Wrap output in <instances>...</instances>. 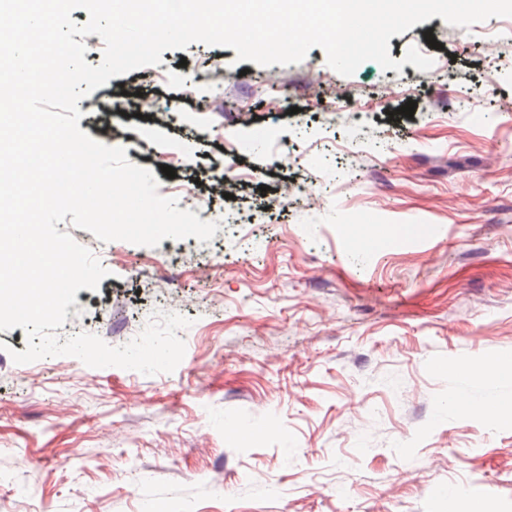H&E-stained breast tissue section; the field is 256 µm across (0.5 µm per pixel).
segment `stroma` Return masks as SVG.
<instances>
[{
    "mask_svg": "<svg viewBox=\"0 0 512 512\" xmlns=\"http://www.w3.org/2000/svg\"><path fill=\"white\" fill-rule=\"evenodd\" d=\"M487 24L477 45L432 17L388 41L430 70L349 77L318 47L246 71L197 42L128 73L150 118L98 111L106 85L79 101L82 131L219 229L148 247L58 224L109 272L59 335L121 346L174 312L186 352L154 376L19 365L23 328L0 331V512H455L459 492L512 512V17ZM230 165L231 198L210 199ZM287 181L318 203L262 209Z\"/></svg>",
    "mask_w": 512,
    "mask_h": 512,
    "instance_id": "stroma-1",
    "label": "stroma"
}]
</instances>
